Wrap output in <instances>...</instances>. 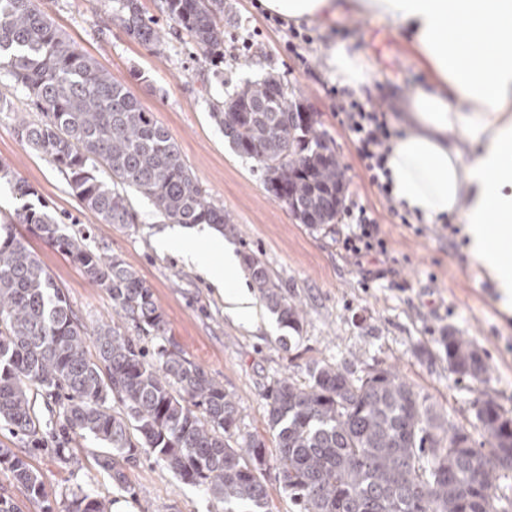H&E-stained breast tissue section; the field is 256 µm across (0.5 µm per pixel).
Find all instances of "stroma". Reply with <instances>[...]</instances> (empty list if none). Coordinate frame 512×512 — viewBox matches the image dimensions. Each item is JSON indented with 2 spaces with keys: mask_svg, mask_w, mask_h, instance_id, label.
Wrapping results in <instances>:
<instances>
[{
  "mask_svg": "<svg viewBox=\"0 0 512 512\" xmlns=\"http://www.w3.org/2000/svg\"><path fill=\"white\" fill-rule=\"evenodd\" d=\"M139 3L162 34L159 46L127 35L116 18L118 0H41L52 22L167 128L190 172L229 217L234 232L225 243L237 254H255L284 292L301 303V332L281 325L262 303L253 324L227 314L223 286L206 275L222 266L223 253L206 249L187 263L177 250H159L155 237L166 224L142 194H129L139 217L130 228L102 223L85 211L66 174L19 140V124L40 114L2 72L0 95L12 105L0 112V164L32 185L68 228L85 229L92 245L118 256L151 287L186 356L237 400L242 432L261 435L274 446L264 392L277 379L305 382L318 363L355 378L389 366L414 385L441 420L466 425L476 443L486 444L476 419L479 400L491 396L512 414V308L502 306L493 280L467 254L463 235L436 232L425 220L409 228L389 212L336 113V102L350 103L352 96L330 77L326 51L345 42L373 66L371 102L386 112L389 125H397L400 98L424 78L419 58L401 34L389 21L352 13L326 29L311 20L292 29L266 17L258 0H224V61L215 67L168 17L162 0ZM269 75L313 112L343 171L345 198L377 218L393 261L359 263L348 256L340 243L346 214L318 229L296 223L267 192L257 163L225 139L210 116L212 103ZM15 232L88 327L117 322L111 297L89 284L70 258L29 225H16ZM451 330L476 345L487 367L483 382L449 377L443 338ZM36 407L44 422L40 440L26 442L0 428V448L26 457L48 497L44 503L30 499L11 473L0 469V493L12 497L18 512H68L81 493L106 495L132 512H222L202 488L183 484L152 456L128 469L129 488L118 487L95 460L104 450L101 443L68 431L54 399L38 396ZM62 445L72 450L69 461L54 453Z\"/></svg>",
  "mask_w": 512,
  "mask_h": 512,
  "instance_id": "obj_1",
  "label": "stroma"
}]
</instances>
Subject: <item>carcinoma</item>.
Segmentation results:
<instances>
[{
    "label": "carcinoma",
    "instance_id": "1",
    "mask_svg": "<svg viewBox=\"0 0 512 512\" xmlns=\"http://www.w3.org/2000/svg\"><path fill=\"white\" fill-rule=\"evenodd\" d=\"M164 9L206 60H224V0H164ZM118 19L129 35L160 43L139 0H120ZM0 70L42 115L20 126L19 140L66 173L84 210L105 224H136L125 194L134 188L171 224L227 229L224 208L205 195L170 132L123 82L62 35L38 0H0ZM213 117L234 149L261 167L267 191L299 223L335 222L343 204L341 167L311 114L279 80L247 82L213 105ZM101 171L110 182L98 178ZM12 191L17 207L0 225V424L38 436L43 422L34 395L40 392L59 404L67 429L108 448L97 463L116 485L129 487L127 468L154 455L183 483L205 487L224 512H272L260 479L268 457L264 439L241 433L238 402L183 354L151 288L118 257L67 230L26 181L14 179ZM15 224L32 225L105 290L135 335L110 325L88 332L17 238ZM246 267L280 323L300 332V305L257 258L246 256ZM143 336L162 343L150 353ZM444 346L449 374L483 381L486 367L473 344L450 331ZM264 398L278 481L297 512H499L500 472L512 469V418L490 398L480 400L476 414L486 450L464 425L439 421L389 366L354 379L335 365L317 364L308 383L284 377ZM114 400L121 411L112 409ZM0 468L29 497L45 499L25 457L0 448ZM110 506L104 496L82 494L68 512H109Z\"/></svg>",
    "mask_w": 512,
    "mask_h": 512
}]
</instances>
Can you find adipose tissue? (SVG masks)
<instances>
[{
  "label": "adipose tissue",
  "mask_w": 512,
  "mask_h": 512,
  "mask_svg": "<svg viewBox=\"0 0 512 512\" xmlns=\"http://www.w3.org/2000/svg\"><path fill=\"white\" fill-rule=\"evenodd\" d=\"M283 19L310 17L322 27L350 12L399 25L428 66L402 100L403 137L386 167L401 208L427 221L461 214L467 250L512 306V53L498 46L512 28V0H259ZM326 63L359 98L373 88L363 55L332 46ZM224 304L256 317L241 260L224 253Z\"/></svg>",
  "instance_id": "obj_1"
}]
</instances>
